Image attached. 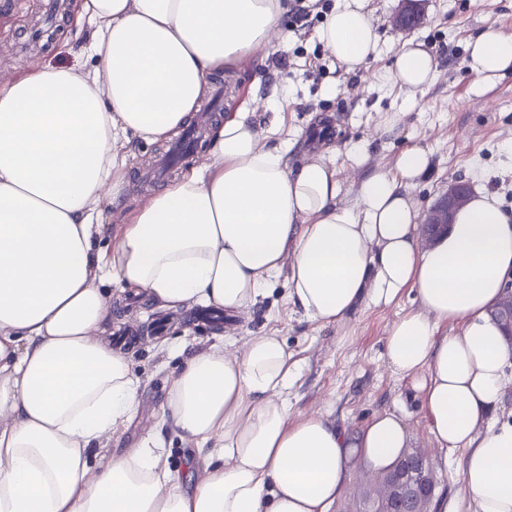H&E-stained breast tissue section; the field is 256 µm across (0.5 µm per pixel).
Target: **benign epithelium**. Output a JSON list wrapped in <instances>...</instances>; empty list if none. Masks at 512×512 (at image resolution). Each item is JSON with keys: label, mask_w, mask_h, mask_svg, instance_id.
<instances>
[{"label": "benign epithelium", "mask_w": 512, "mask_h": 512, "mask_svg": "<svg viewBox=\"0 0 512 512\" xmlns=\"http://www.w3.org/2000/svg\"><path fill=\"white\" fill-rule=\"evenodd\" d=\"M421 17L414 5L400 11L395 25L403 30ZM470 199V187L451 182L440 200L430 207L420 225L421 240L429 244L452 223L454 213L465 206ZM493 316L501 324L504 336L512 345V289L508 290L494 309ZM404 476L390 470L375 479L381 492L372 499L370 512H430L435 493L436 480L429 458L422 452L412 451L405 455Z\"/></svg>", "instance_id": "7a95c632"}]
</instances>
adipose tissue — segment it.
I'll return each instance as SVG.
<instances>
[{
    "instance_id": "adipose-tissue-1",
    "label": "adipose tissue",
    "mask_w": 512,
    "mask_h": 512,
    "mask_svg": "<svg viewBox=\"0 0 512 512\" xmlns=\"http://www.w3.org/2000/svg\"><path fill=\"white\" fill-rule=\"evenodd\" d=\"M287 0H81L91 36L69 67L33 65L0 82V512H330L356 469L389 470L409 446L394 412L349 431L292 416L298 374L273 333L241 349L194 350L170 379L162 422L193 445L198 477L173 471L161 439L89 466L87 451L131 417L139 381L112 337L115 281L155 303L247 313L279 276L288 300L324 326L360 305L415 294L386 358L417 378L440 452L465 451L473 512H512V421L490 424L508 344L492 310L512 281V214L476 189L434 246H419L412 191L431 153L412 145L366 170L356 203L338 201L333 162L288 165L279 120L218 115L203 164L154 190L96 247L105 211L129 184L127 146L165 143L191 122L224 68L263 60L290 38ZM317 36L344 71H362L380 37L366 0H339ZM476 90L512 73V33L490 25L467 44ZM439 62L410 40L387 81L431 85ZM448 323L458 334H442Z\"/></svg>"
}]
</instances>
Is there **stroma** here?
<instances>
[{"mask_svg":"<svg viewBox=\"0 0 512 512\" xmlns=\"http://www.w3.org/2000/svg\"><path fill=\"white\" fill-rule=\"evenodd\" d=\"M40 2L11 0V14L0 16V77L19 75L33 60L48 65L72 63L75 38L63 30L54 31L39 47L25 48L40 18ZM336 2L327 0L326 8L304 19L293 10L284 16L292 39L287 49L271 53L260 66L282 78L285 95L276 107L267 102L270 87L253 82L260 67L246 61L224 73V111L250 109L264 122L281 115L294 140L288 154L294 166L316 157V145L322 139L342 149L368 143L371 169L392 167L402 149L421 144L433 152L432 168L413 191L421 209L431 207L449 181L459 180L496 192L504 209L512 213V75L479 93L466 65L467 41L487 24L512 33V0H425L423 19L406 31L393 24L402 0H368L366 9L378 28L380 52L354 75L340 68L317 37L329 6ZM410 39L425 43L440 61L435 82L412 95L383 79L401 45ZM388 112L400 115L393 138L377 133ZM163 151V145L132 139L126 212H133L145 196L138 186L141 171ZM417 307L413 295L407 294L392 306H361L341 324L323 326L306 320L289 303L288 281L282 276L272 281L251 311L224 327L196 322L192 310L181 311L166 335L167 347H160L150 335L134 346L131 367L140 383L139 404L109 445L130 448L161 431L160 405L181 361L179 345L235 350L245 336L274 332L301 367L288 391L292 414L320 413L355 430L374 415L400 413L406 419L411 447L434 462L438 489L449 498H462L464 449L445 456L437 452L420 407L416 379L393 373L384 359L391 324Z\"/></svg>","mask_w":512,"mask_h":512,"instance_id":"1","label":"stroma"}]
</instances>
